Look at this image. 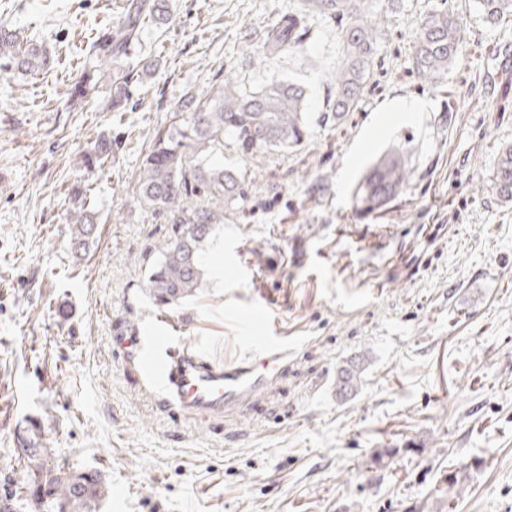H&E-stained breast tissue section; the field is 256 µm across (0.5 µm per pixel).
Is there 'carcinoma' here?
<instances>
[{"label": "carcinoma", "mask_w": 512, "mask_h": 512, "mask_svg": "<svg viewBox=\"0 0 512 512\" xmlns=\"http://www.w3.org/2000/svg\"><path fill=\"white\" fill-rule=\"evenodd\" d=\"M319 15L336 23L342 61L329 77V112L322 120L339 121L358 109L379 53L376 18L382 15L378 0H306ZM168 0H125L115 24L99 32L90 48L98 59L123 55L147 24L167 13ZM478 8L491 27L512 16V0H478ZM306 14L287 11L266 31L264 61L300 50L309 39ZM463 22L444 7L423 17L412 53L416 75L436 86L448 75L462 44ZM45 48L34 39L24 40L20 31L0 25V71L22 74L51 68ZM110 85L109 107L124 112L140 80L133 67L110 72L81 70L72 87L75 98H84L99 79ZM311 130L304 88L275 75L250 85L225 74L220 68L207 88L186 86L177 97L169 120L154 130L144 154L135 193L146 209L169 225L166 240L158 247L145 282L148 298L158 308H170L196 295L207 275L205 252L224 219L245 215L256 207L249 183L238 170L224 165V148L243 156L268 149L294 151L307 141ZM111 146L99 142L85 153L87 167H103ZM411 172L397 153H388L372 165L356 185L352 205L369 214L405 194ZM491 189L503 202L512 201V145L502 149L494 168ZM72 207L69 220L75 224V240L86 245L98 213L90 189L74 183L68 190ZM365 359L342 366L336 374V394L344 397L358 390ZM39 427L29 430L22 448L26 457V490L42 501L47 512H97L108 486L97 472L60 465L52 450L40 447Z\"/></svg>", "instance_id": "1"}]
</instances>
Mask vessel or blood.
Here are the masks:
<instances>
[{
  "instance_id": "b4317fda",
  "label": "vessel or blood",
  "mask_w": 512,
  "mask_h": 512,
  "mask_svg": "<svg viewBox=\"0 0 512 512\" xmlns=\"http://www.w3.org/2000/svg\"><path fill=\"white\" fill-rule=\"evenodd\" d=\"M261 328L257 348L234 364L193 353L176 358L163 354L169 336L161 325L136 331L126 342L135 350V364L150 385L167 392L188 413L221 415L245 411L286 365L287 336L266 321Z\"/></svg>"
}]
</instances>
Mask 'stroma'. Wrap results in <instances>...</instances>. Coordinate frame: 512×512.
Wrapping results in <instances>:
<instances>
[{"mask_svg":"<svg viewBox=\"0 0 512 512\" xmlns=\"http://www.w3.org/2000/svg\"><path fill=\"white\" fill-rule=\"evenodd\" d=\"M124 0H0V24L44 43L60 66L0 74V500L22 494L30 424L62 465L99 472L98 512H512V202L490 179L512 144V19L487 26L477 0H381L380 50L357 111L319 122L341 62L335 25L312 13L303 49L251 67L264 30L302 0H169L128 62L155 63L136 107L108 85L70 96L71 67ZM448 5L464 40L443 86L412 70L419 22ZM224 65L249 82L300 84L313 117L298 150L225 151L260 207L226 220L198 296L157 309L144 291L168 234L131 188L155 127L183 86ZM421 99L426 111L398 119ZM113 140L104 168L82 153ZM412 172L373 214L351 203L388 150ZM89 183L100 213L76 254L68 190ZM288 338V364L242 415H189L149 392L123 337L163 318L193 350L227 363L251 320ZM366 356L355 396L336 371ZM454 476L463 494L449 499Z\"/></svg>","mask_w":512,"mask_h":512,"instance_id":"35a3bbf8","label":"stroma"}]
</instances>
